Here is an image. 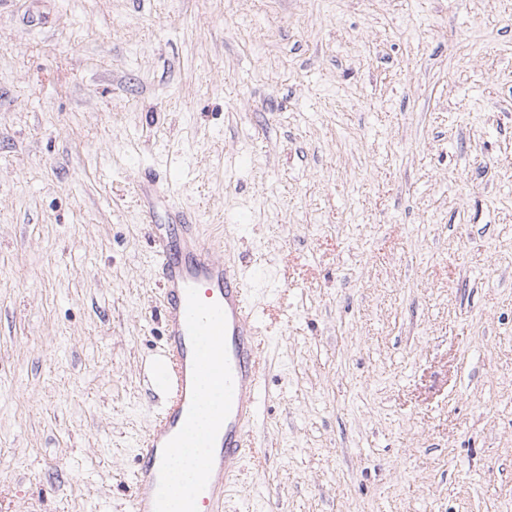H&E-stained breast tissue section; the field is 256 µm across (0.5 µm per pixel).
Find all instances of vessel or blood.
<instances>
[{"instance_id":"b4317fda","label":"vessel or blood","mask_w":512,"mask_h":512,"mask_svg":"<svg viewBox=\"0 0 512 512\" xmlns=\"http://www.w3.org/2000/svg\"><path fill=\"white\" fill-rule=\"evenodd\" d=\"M165 326L162 409L139 444L131 512H222L241 464L258 451L251 432L262 387L256 314L235 264L189 215L153 227ZM181 455L187 475L166 468Z\"/></svg>"}]
</instances>
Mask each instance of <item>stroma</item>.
I'll list each match as a JSON object with an SVG mask.
<instances>
[{
    "instance_id": "1",
    "label": "stroma",
    "mask_w": 512,
    "mask_h": 512,
    "mask_svg": "<svg viewBox=\"0 0 512 512\" xmlns=\"http://www.w3.org/2000/svg\"><path fill=\"white\" fill-rule=\"evenodd\" d=\"M149 170L259 311L224 512H512V0H0V512H129Z\"/></svg>"
}]
</instances>
